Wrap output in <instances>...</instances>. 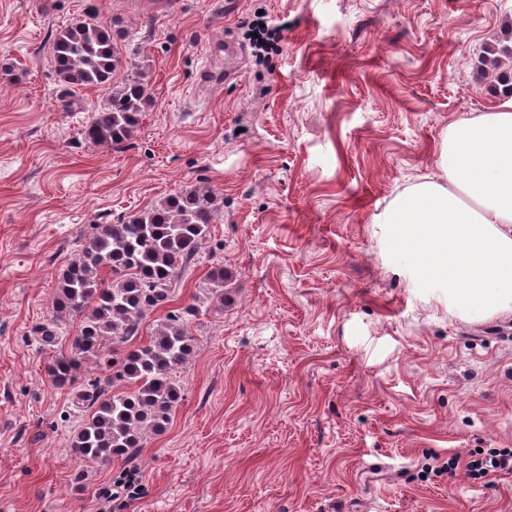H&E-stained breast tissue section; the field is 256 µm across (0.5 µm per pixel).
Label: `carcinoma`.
Instances as JSON below:
<instances>
[{
  "label": "carcinoma",
  "mask_w": 512,
  "mask_h": 512,
  "mask_svg": "<svg viewBox=\"0 0 512 512\" xmlns=\"http://www.w3.org/2000/svg\"><path fill=\"white\" fill-rule=\"evenodd\" d=\"M502 40L484 47L477 60L488 89L512 94V18ZM128 33L90 18L56 32L52 59L67 87L109 86L123 63ZM149 75L137 70L112 89L105 105L82 127L92 145L117 147L131 139L152 104ZM221 208L208 186L185 188L159 204L109 224H96L78 255L62 270L49 316L34 327L42 345H56L64 325L81 321L71 338L73 355L47 364L53 383L68 388L83 420L71 440L81 461L106 465L138 452L150 434L167 429L182 399L175 372L192 357L191 322L203 313L194 301L168 311L144 331L147 316L174 300L182 272L195 260ZM228 274L210 271L215 295L224 301ZM85 360L99 363L104 378L80 374Z\"/></svg>",
  "instance_id": "1"
}]
</instances>
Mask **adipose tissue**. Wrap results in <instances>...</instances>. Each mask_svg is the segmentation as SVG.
<instances>
[{
	"label": "adipose tissue",
	"instance_id": "1",
	"mask_svg": "<svg viewBox=\"0 0 512 512\" xmlns=\"http://www.w3.org/2000/svg\"><path fill=\"white\" fill-rule=\"evenodd\" d=\"M439 169L377 216L389 250L463 315L512 314V95L449 125Z\"/></svg>",
	"mask_w": 512,
	"mask_h": 512
}]
</instances>
